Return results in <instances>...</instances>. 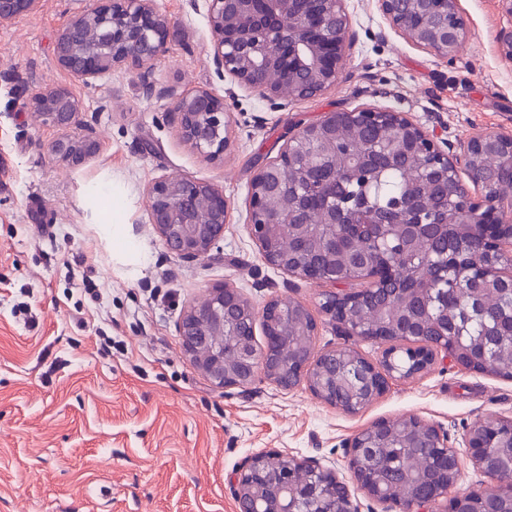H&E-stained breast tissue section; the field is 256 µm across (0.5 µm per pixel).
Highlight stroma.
<instances>
[{"mask_svg":"<svg viewBox=\"0 0 512 512\" xmlns=\"http://www.w3.org/2000/svg\"><path fill=\"white\" fill-rule=\"evenodd\" d=\"M89 4L42 0L0 24V512H235L228 480L244 457L277 448L347 481L353 435L409 416L461 450L457 491L491 485L463 449L477 421L512 418V379L444 359L352 415L304 383L282 390L261 376L245 390L216 388L183 356L176 324L226 282L258 307L277 296L305 305L319 326L316 350L352 347L379 360L381 347L340 335L322 313L324 286L264 261L246 224L249 183L296 128L334 110L391 108L456 147L512 132V61L496 49L512 16L496 0H460L469 32L446 58L408 42L377 0H347L355 42L339 81L273 107L217 72L205 0H156L171 20L157 86L208 90L227 104L228 145L212 160L182 141L170 98L144 94L135 72L86 86L60 71L59 30ZM61 83L100 142L75 167L49 155L61 132L30 109L34 93ZM167 176L224 192L228 221L207 259L176 256L150 223L147 190ZM116 183L122 224L97 210Z\"/></svg>","mask_w":512,"mask_h":512,"instance_id":"1","label":"stroma"}]
</instances>
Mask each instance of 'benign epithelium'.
Here are the masks:
<instances>
[{"label":"benign epithelium","mask_w":512,"mask_h":512,"mask_svg":"<svg viewBox=\"0 0 512 512\" xmlns=\"http://www.w3.org/2000/svg\"><path fill=\"white\" fill-rule=\"evenodd\" d=\"M207 20L213 38V63L220 74L229 75L238 86L259 95L273 106L285 99L282 88H297V99L314 98L336 85L341 63L353 44L351 17L347 0H205ZM41 0H0V23L22 19L40 8ZM379 10L390 26L412 44L438 56L455 55L464 43L468 20L459 0H446L447 9H437V0H378ZM169 17L155 0H92V6L62 25L56 46V62L69 77L90 85L100 75L114 69L137 72L148 95L159 92L171 97L182 140L210 159L224 153L228 116L224 99L208 90L174 94L156 90L152 80L154 65L163 52L170 33ZM34 112L48 125L60 130L80 128L77 137H60L48 145L49 154L70 166L83 164L99 149L94 129L84 123L83 109L71 87L57 85L31 97ZM374 124L378 135L369 149L357 157L341 161L348 172L373 159L392 163L399 143L410 140L417 148L416 158L425 169L420 186V202L428 205L427 189L439 177L463 191L469 234L482 243V260L475 268L479 279L495 275L512 281V267L502 259L512 258V196L489 194L471 196L463 184L464 171L474 185L485 188L492 173L473 167L482 157L493 156L512 162V133H489L470 138L454 152L440 145L406 113L390 109L363 108L327 112L311 125L297 128L288 138L279 159L263 166L251 181L247 224L265 262L277 269L316 284L336 285V242L350 272L367 282L373 291L389 284L409 294L418 292L417 283L399 276L388 263L371 260L358 238L345 232L357 210L336 204V159L321 161L317 169L300 159L296 145L306 140L321 141L336 137V126L349 123ZM311 173L310 182L324 194L316 210V220L299 219L300 212H285L284 175ZM148 207L156 233L176 255L191 260L209 256L214 244L224 236L228 204L222 190L213 185L183 178L164 177L154 181L147 191ZM294 234L298 249L283 251L279 241L283 233ZM379 234L394 235L398 241L431 243L448 237L446 224H399L379 226ZM208 302L193 303L183 312L176 333L185 357L215 387L246 389L262 374L277 386L290 390L300 383L311 384L314 369L324 368V352H295L283 345V328L290 320L305 322L310 335L318 333V324L309 309L292 300L271 298L261 309L236 288L216 283L206 290ZM362 297L352 291H330L321 304L322 312L346 336L362 332L349 321L353 307ZM261 324L265 343H255V327ZM394 331L387 336L370 332L366 340L384 346L381 359L366 358L355 367L356 392L370 403L389 389V380L404 379L394 362L397 348H408L416 362L413 375L427 371L438 354L459 367L484 372L487 363L474 357L470 347L460 342L448 348V338L427 344L412 341L420 334L413 320L393 321ZM414 422L421 429L428 448L436 450L432 493L419 497L403 512H433L432 506L446 501V512H469L463 508L473 495L453 494L460 477L458 452L448 447L445 435L436 426L417 417L379 420L360 429L350 440V468L357 487L370 499L387 503L382 481L364 463L367 449L398 438L406 425ZM500 439L512 445V418H493V423L473 428L465 448L473 465L490 473L486 449ZM271 463H279L284 475L272 492L264 472ZM304 469L324 479L333 495L340 498L341 512H357L346 482L336 471L316 459L300 460L285 451H266L250 455L236 467L231 479L236 512H296L292 487L295 472ZM453 475H448V471Z\"/></svg>","instance_id":"1"}]
</instances>
